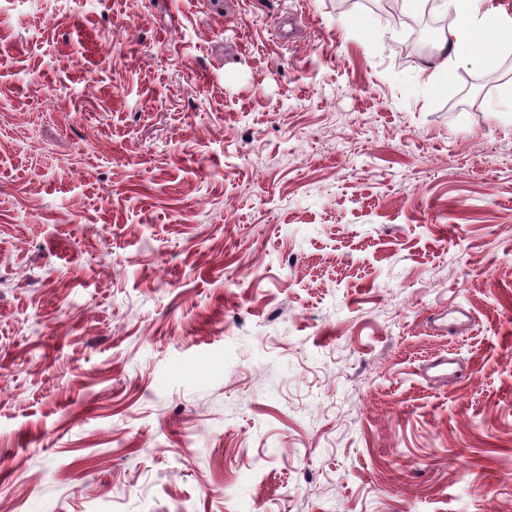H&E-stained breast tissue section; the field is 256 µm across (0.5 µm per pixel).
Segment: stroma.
<instances>
[{"label": "stroma", "instance_id": "stroma-1", "mask_svg": "<svg viewBox=\"0 0 512 512\" xmlns=\"http://www.w3.org/2000/svg\"><path fill=\"white\" fill-rule=\"evenodd\" d=\"M412 33L0 0V512H512V76Z\"/></svg>", "mask_w": 512, "mask_h": 512}]
</instances>
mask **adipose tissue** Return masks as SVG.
<instances>
[{
	"mask_svg": "<svg viewBox=\"0 0 512 512\" xmlns=\"http://www.w3.org/2000/svg\"><path fill=\"white\" fill-rule=\"evenodd\" d=\"M444 6L451 22L424 65L431 84L447 80L461 58L472 57L492 68L512 48V15L493 0H444Z\"/></svg>",
	"mask_w": 512,
	"mask_h": 512,
	"instance_id": "ef3b65f1",
	"label": "adipose tissue"
}]
</instances>
